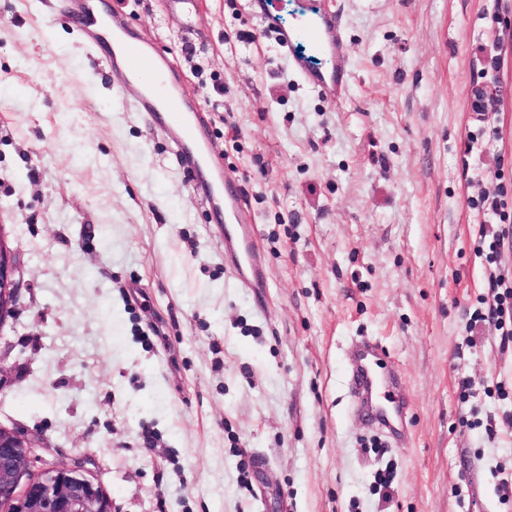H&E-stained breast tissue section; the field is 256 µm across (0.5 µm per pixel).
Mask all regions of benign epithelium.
Segmentation results:
<instances>
[{
  "label": "benign epithelium",
  "instance_id": "7a95c632",
  "mask_svg": "<svg viewBox=\"0 0 512 512\" xmlns=\"http://www.w3.org/2000/svg\"><path fill=\"white\" fill-rule=\"evenodd\" d=\"M18 259L0 236V326L13 316L21 288ZM27 439L0 427V507L7 512H112L105 488L80 466L35 470Z\"/></svg>",
  "mask_w": 512,
  "mask_h": 512
}]
</instances>
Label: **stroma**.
<instances>
[{
  "mask_svg": "<svg viewBox=\"0 0 512 512\" xmlns=\"http://www.w3.org/2000/svg\"><path fill=\"white\" fill-rule=\"evenodd\" d=\"M331 3L355 74L338 101L247 0H91L188 87L252 218L256 291L176 115L142 112L73 0H0V227L22 283L0 426L115 512H512V341L468 325L488 292L474 228L512 221V0ZM366 338L405 379L394 436L351 397Z\"/></svg>",
  "mask_w": 512,
  "mask_h": 512,
  "instance_id": "1",
  "label": "stroma"
}]
</instances>
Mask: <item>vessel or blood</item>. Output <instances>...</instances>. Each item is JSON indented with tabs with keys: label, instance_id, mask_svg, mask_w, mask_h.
<instances>
[{
	"label": "vessel or blood",
	"instance_id": "vessel-or-blood-1",
	"mask_svg": "<svg viewBox=\"0 0 512 512\" xmlns=\"http://www.w3.org/2000/svg\"><path fill=\"white\" fill-rule=\"evenodd\" d=\"M250 9L262 32L275 35L291 71L304 84L325 98L338 99L345 95L352 78L347 45L336 14L324 0H312L301 20L293 25L283 23L278 0H250ZM112 41L114 51L126 61L128 80L141 88L140 100L145 110L182 113L180 141L201 143L199 116L186 110V89L168 87L156 67L149 65L144 47L125 40L121 26H113ZM303 41L308 42L309 53L297 52V45ZM218 184L224 191V251L230 255L236 273H250L253 287H263L266 272L231 175L220 173ZM350 364L354 397L379 428L393 430L403 411L395 396L401 386L400 378L381 372L380 356L370 343L359 345L351 353Z\"/></svg>",
	"mask_w": 512,
	"mask_h": 512
}]
</instances>
